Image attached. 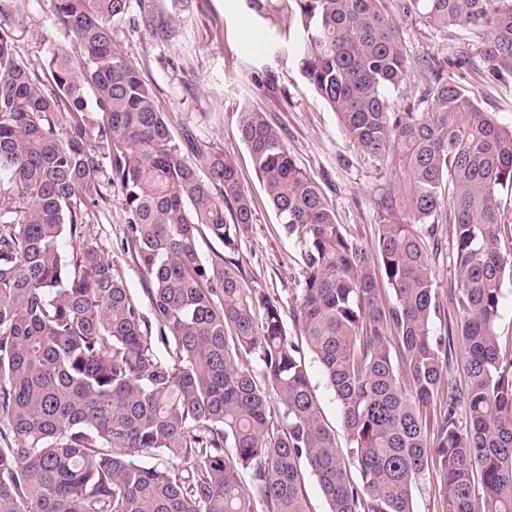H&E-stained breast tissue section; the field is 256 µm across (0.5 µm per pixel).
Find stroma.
Here are the masks:
<instances>
[{
	"label": "stroma",
	"instance_id": "stroma-1",
	"mask_svg": "<svg viewBox=\"0 0 512 512\" xmlns=\"http://www.w3.org/2000/svg\"><path fill=\"white\" fill-rule=\"evenodd\" d=\"M158 2L177 28L176 40L161 44L148 31L134 32L124 24L115 26L114 36L153 89L174 137L191 132L199 144L220 145L235 161L257 209V221L239 240L235 256L252 286L277 297L283 311H290L300 278L297 249L284 235L237 135L241 107L255 106L268 114L297 165L334 206L338 223L362 242L373 241L378 226L387 222L379 200L395 191L401 177L390 169L377 170L352 146L336 112L305 80L293 54L262 53V29L287 30L290 19L285 12L271 10L260 26L240 0ZM385 6L412 62L406 86L393 96L403 108L414 103L427 84L422 59L455 56L467 48L472 35L459 26L427 25L404 10L401 0H385ZM12 32L18 56L34 67L42 66L49 42L71 40L54 27L51 0H26ZM447 77L473 90L480 107L500 124L512 125V78L490 80L480 65L465 71L449 68ZM124 229L125 215L116 202L89 214V239L105 252H117ZM304 359L323 418L335 431L339 448H346L348 436L334 393L314 356L308 353Z\"/></svg>",
	"mask_w": 512,
	"mask_h": 512
}]
</instances>
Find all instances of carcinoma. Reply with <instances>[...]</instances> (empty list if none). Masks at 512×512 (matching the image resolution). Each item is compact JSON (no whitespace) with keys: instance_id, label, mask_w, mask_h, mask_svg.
I'll return each mask as SVG.
<instances>
[{"instance_id":"obj_1","label":"carcinoma","mask_w":512,"mask_h":512,"mask_svg":"<svg viewBox=\"0 0 512 512\" xmlns=\"http://www.w3.org/2000/svg\"><path fill=\"white\" fill-rule=\"evenodd\" d=\"M52 4L72 41L50 44L43 76L15 50L19 0L0 2V512H312L310 477L328 512H414L430 479L445 512H512V358L496 331L512 278L501 224L512 126L443 76L478 58L488 78L512 77V0H408L430 25L478 31L453 59L428 61L421 112L395 109L410 62L383 0H285L295 39L272 34L268 52L292 48L351 143L401 171L382 201L392 220L369 244L343 232L267 114L238 112L299 250L292 317L339 402L346 450L279 302L238 261L199 254L201 238L234 249L256 208L221 147L175 140L114 41L125 22L173 41L157 0H137L135 16L131 0ZM114 189L121 255L150 285L151 321L114 257L86 238L89 212ZM440 215L456 276L446 305L425 244ZM64 237L78 243L70 254ZM133 452L167 462L137 466Z\"/></svg>"}]
</instances>
